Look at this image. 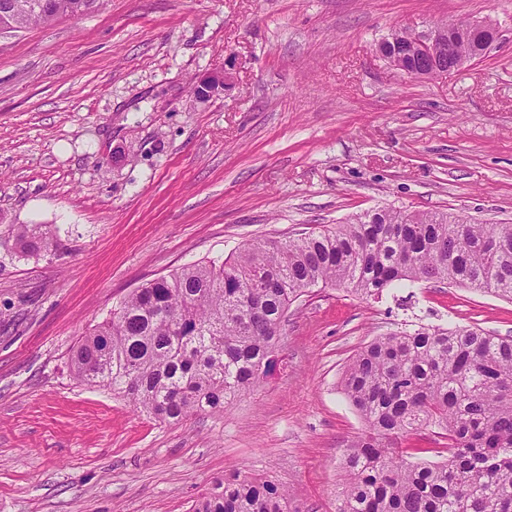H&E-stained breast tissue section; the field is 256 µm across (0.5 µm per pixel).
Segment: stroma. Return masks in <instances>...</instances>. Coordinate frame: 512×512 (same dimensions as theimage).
<instances>
[{
  "mask_svg": "<svg viewBox=\"0 0 512 512\" xmlns=\"http://www.w3.org/2000/svg\"><path fill=\"white\" fill-rule=\"evenodd\" d=\"M477 17L497 39L455 73L376 52ZM228 57L234 86L197 96ZM378 206L512 224V0H109L0 35V512H192L232 473L275 480L290 512H336L364 430L351 356L401 328L512 336V301L312 289L273 374L178 424L78 382L70 355L150 280ZM16 224L47 225L55 250L22 254Z\"/></svg>",
  "mask_w": 512,
  "mask_h": 512,
  "instance_id": "1",
  "label": "stroma"
}]
</instances>
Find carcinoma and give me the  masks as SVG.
<instances>
[{
    "label": "carcinoma",
    "instance_id": "obj_1",
    "mask_svg": "<svg viewBox=\"0 0 512 512\" xmlns=\"http://www.w3.org/2000/svg\"><path fill=\"white\" fill-rule=\"evenodd\" d=\"M8 4L20 30L101 10L107 0ZM437 64L483 57L485 34L448 38ZM21 251L53 250L42 224L14 229ZM437 282L512 300V224L442 211L376 208L297 238H265L220 264L196 263L125 296L71 354L76 380L108 387L142 413L179 423L219 411L275 367L289 306L311 289L361 297ZM342 390L365 424L344 453L337 512H512V339L470 326L397 330L349 360ZM433 427L448 458L419 462L402 438ZM193 512H288L265 479L219 477Z\"/></svg>",
    "mask_w": 512,
    "mask_h": 512
}]
</instances>
